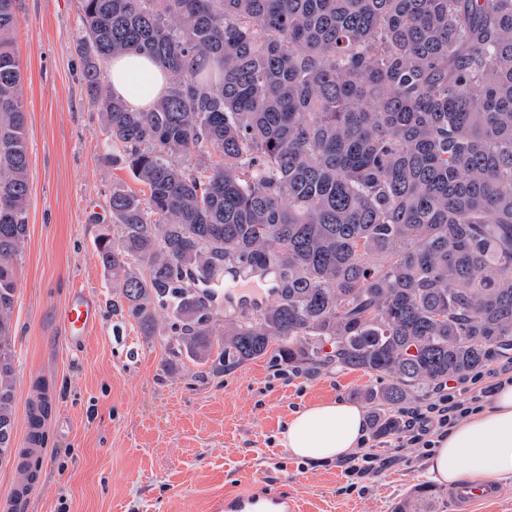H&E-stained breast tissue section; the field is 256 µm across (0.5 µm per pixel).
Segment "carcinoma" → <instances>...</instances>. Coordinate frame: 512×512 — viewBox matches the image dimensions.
Instances as JSON below:
<instances>
[{
    "label": "carcinoma",
    "mask_w": 512,
    "mask_h": 512,
    "mask_svg": "<svg viewBox=\"0 0 512 512\" xmlns=\"http://www.w3.org/2000/svg\"><path fill=\"white\" fill-rule=\"evenodd\" d=\"M17 0H0V459L12 455L16 265L28 225ZM89 103L114 227L112 307L214 373L267 355L385 375L359 393L380 438L415 388L512 349V0H80ZM152 57L147 112L102 64ZM278 273L275 300L219 325L199 289ZM331 350H326V347ZM418 486L394 512H433Z\"/></svg>",
    "instance_id": "1"
}]
</instances>
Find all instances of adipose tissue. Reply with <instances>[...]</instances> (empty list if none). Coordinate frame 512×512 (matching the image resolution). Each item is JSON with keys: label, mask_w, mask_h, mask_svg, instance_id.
<instances>
[{"label": "adipose tissue", "mask_w": 512, "mask_h": 512, "mask_svg": "<svg viewBox=\"0 0 512 512\" xmlns=\"http://www.w3.org/2000/svg\"><path fill=\"white\" fill-rule=\"evenodd\" d=\"M108 69L113 94L132 111H148L167 91L166 74L148 57L120 54ZM366 435L364 409L336 399L296 411L285 423L280 443L301 459L339 460L359 448ZM428 472L435 483L450 486L476 479L512 480V383L495 391L489 406L439 438Z\"/></svg>", "instance_id": "ef3b65f1"}]
</instances>
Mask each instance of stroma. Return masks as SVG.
Masks as SVG:
<instances>
[{
  "label": "stroma",
  "instance_id": "35a3bbf8",
  "mask_svg": "<svg viewBox=\"0 0 512 512\" xmlns=\"http://www.w3.org/2000/svg\"><path fill=\"white\" fill-rule=\"evenodd\" d=\"M78 8L18 0L29 224L12 317V443L25 447L29 410L42 400L46 453L30 485L14 459L0 460V512H213L225 489L252 476L283 486L299 512H393L428 481L430 450L375 439L388 465L353 483L337 462L302 460L279 444L294 411L355 399L386 376L298 372L267 356L215 374L174 352L170 309H157L150 342L111 310L116 290L95 240L112 222L113 185H139L100 160L106 133L74 51ZM78 288L97 301L99 321L72 338L59 311Z\"/></svg>",
  "mask_w": 512,
  "mask_h": 512
}]
</instances>
